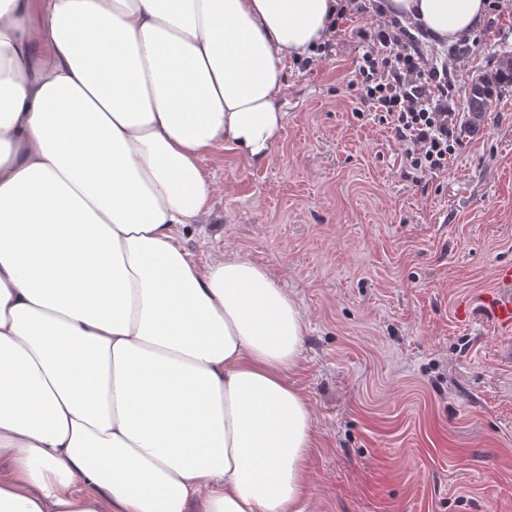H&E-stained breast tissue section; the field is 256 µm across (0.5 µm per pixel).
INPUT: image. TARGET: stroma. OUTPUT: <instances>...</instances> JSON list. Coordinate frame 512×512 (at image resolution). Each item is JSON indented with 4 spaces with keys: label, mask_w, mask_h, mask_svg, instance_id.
<instances>
[{
    "label": "stroma",
    "mask_w": 512,
    "mask_h": 512,
    "mask_svg": "<svg viewBox=\"0 0 512 512\" xmlns=\"http://www.w3.org/2000/svg\"><path fill=\"white\" fill-rule=\"evenodd\" d=\"M512 54V0L469 43L451 101ZM351 25L313 69L290 65L269 162L219 147L201 162L212 211L183 244L277 274L305 317L294 376L314 411L302 512H512V334L458 306L512 262V88L415 183L348 81Z\"/></svg>",
    "instance_id": "obj_1"
}]
</instances>
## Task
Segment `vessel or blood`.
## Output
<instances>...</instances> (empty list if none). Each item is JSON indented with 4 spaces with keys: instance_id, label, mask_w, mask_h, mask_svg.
Segmentation results:
<instances>
[{
    "instance_id": "vessel-or-blood-1",
    "label": "vessel or blood",
    "mask_w": 512,
    "mask_h": 512,
    "mask_svg": "<svg viewBox=\"0 0 512 512\" xmlns=\"http://www.w3.org/2000/svg\"><path fill=\"white\" fill-rule=\"evenodd\" d=\"M495 288L460 305L457 316L464 322H490L503 334L512 333V266L498 267Z\"/></svg>"
}]
</instances>
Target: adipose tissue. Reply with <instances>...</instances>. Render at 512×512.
Here are the masks:
<instances>
[{
    "mask_svg": "<svg viewBox=\"0 0 512 512\" xmlns=\"http://www.w3.org/2000/svg\"><path fill=\"white\" fill-rule=\"evenodd\" d=\"M38 4L34 40L29 0H0V512H299L303 314L180 232L211 211L207 154L270 159L337 0ZM487 6L382 9L442 47Z\"/></svg>",
    "mask_w": 512,
    "mask_h": 512,
    "instance_id": "obj_1",
    "label": "adipose tissue"
}]
</instances>
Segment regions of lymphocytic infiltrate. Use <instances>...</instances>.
Wrapping results in <instances>:
<instances>
[{
  "instance_id": "obj_1",
  "label": "lymphocytic infiltrate",
  "mask_w": 512,
  "mask_h": 512,
  "mask_svg": "<svg viewBox=\"0 0 512 512\" xmlns=\"http://www.w3.org/2000/svg\"><path fill=\"white\" fill-rule=\"evenodd\" d=\"M363 52L350 87L379 115L415 181L444 172L456 152L458 118L448 107L458 74L430 62L418 38L392 21L360 27Z\"/></svg>"
}]
</instances>
